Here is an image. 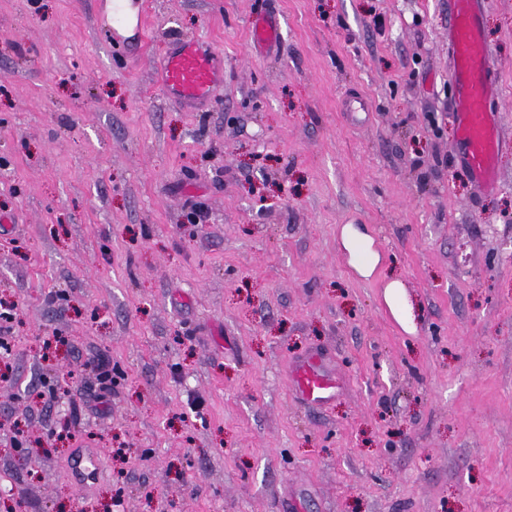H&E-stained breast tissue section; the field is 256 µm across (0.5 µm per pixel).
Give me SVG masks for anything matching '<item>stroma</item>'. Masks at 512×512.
Masks as SVG:
<instances>
[{
  "label": "stroma",
  "instance_id": "obj_1",
  "mask_svg": "<svg viewBox=\"0 0 512 512\" xmlns=\"http://www.w3.org/2000/svg\"><path fill=\"white\" fill-rule=\"evenodd\" d=\"M142 10L124 52L112 0H0V512H512V150L480 190L448 0ZM478 18L512 136V0ZM197 36L224 86L190 112L156 66ZM278 36L277 23L269 16L259 15L252 22V38L254 45L260 48L276 43ZM295 396L305 404L323 405L336 397L339 382L319 353H310L295 362L289 372Z\"/></svg>",
  "mask_w": 512,
  "mask_h": 512
}]
</instances>
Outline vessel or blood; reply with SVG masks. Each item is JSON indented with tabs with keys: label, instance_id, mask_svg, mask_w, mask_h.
<instances>
[{
	"label": "vessel or blood",
	"instance_id": "obj_1",
	"mask_svg": "<svg viewBox=\"0 0 512 512\" xmlns=\"http://www.w3.org/2000/svg\"><path fill=\"white\" fill-rule=\"evenodd\" d=\"M478 0H452L448 42L452 49V80L455 88L452 116L461 134L466 168L481 190L496 189V159L512 140L502 133L493 108L498 95L495 66L483 44L477 25ZM277 23L260 15L252 22L255 46L276 43ZM158 69L169 98L187 107L212 103L224 82V70L216 65L209 44L188 38L170 49ZM295 396L307 404L323 405L336 396L339 382L320 354L310 353L295 362L289 372Z\"/></svg>",
	"mask_w": 512,
	"mask_h": 512
}]
</instances>
